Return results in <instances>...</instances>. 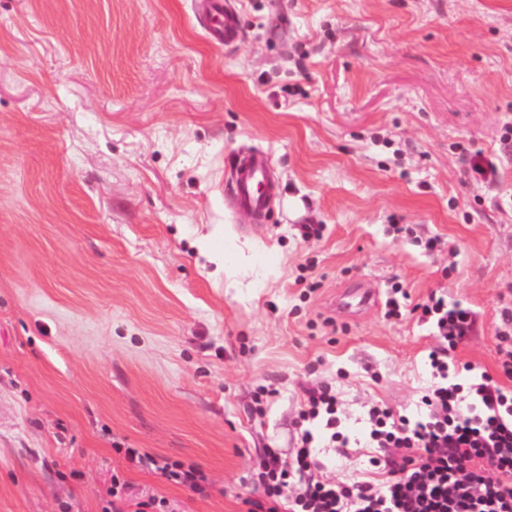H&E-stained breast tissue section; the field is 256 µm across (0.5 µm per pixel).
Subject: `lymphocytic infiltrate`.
<instances>
[{
	"mask_svg": "<svg viewBox=\"0 0 512 512\" xmlns=\"http://www.w3.org/2000/svg\"><path fill=\"white\" fill-rule=\"evenodd\" d=\"M420 310L445 342L428 355L441 382L421 398L424 417L412 422L371 407L369 438L382 450L371 459L377 477L337 484L322 476L324 465L309 427L323 420L332 439H339L336 397L308 391L292 460L270 449L258 464V482L269 501L266 512H512V391L487 374L466 388L447 383L446 358L470 335L473 314L436 296ZM125 454L175 484L195 488L204 479L197 468L179 461L135 448Z\"/></svg>",
	"mask_w": 512,
	"mask_h": 512,
	"instance_id": "f902f5d3",
	"label": "lymphocytic infiltrate"
}]
</instances>
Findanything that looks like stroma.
<instances>
[{
	"label": "stroma",
	"mask_w": 512,
	"mask_h": 512,
	"mask_svg": "<svg viewBox=\"0 0 512 512\" xmlns=\"http://www.w3.org/2000/svg\"><path fill=\"white\" fill-rule=\"evenodd\" d=\"M196 2L0 0V512H248L320 387L324 477L369 479V407L416 415L442 345L396 284L472 311L449 382L512 389V0H231L228 44ZM253 150L259 220L230 204ZM357 283L375 307L332 313ZM125 454L141 468L157 473L174 484L199 488V482L205 480L203 474L193 465L185 466L182 462L172 461L167 457L142 453L137 448L125 449Z\"/></svg>",
	"instance_id": "1"
}]
</instances>
